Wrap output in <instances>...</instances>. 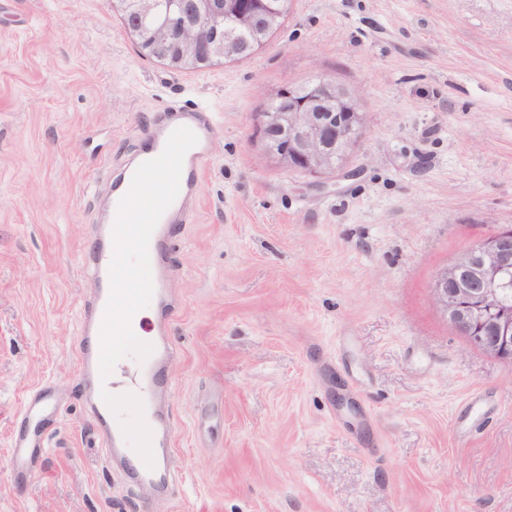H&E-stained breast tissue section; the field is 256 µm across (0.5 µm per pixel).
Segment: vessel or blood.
Instances as JSON below:
<instances>
[{"label":"vessel or blood","instance_id":"obj_1","mask_svg":"<svg viewBox=\"0 0 512 512\" xmlns=\"http://www.w3.org/2000/svg\"><path fill=\"white\" fill-rule=\"evenodd\" d=\"M187 127L195 132L198 142L184 156L179 192L154 228L149 241V261L154 286L152 303L157 310V330L152 342L154 351L145 363L126 371V391L138 394L144 403L155 404L171 387L168 374L170 363L178 350L169 337L172 321L179 311L168 293V279L173 274L169 255L175 225L187 223L196 202V187L201 169L209 158V143L217 125L207 105L185 111L171 105L162 109L146 133V143L134 161L110 175V193L105 203L96 205V221L102 226L94 247L90 250L84 269L93 291L84 302L83 322L79 341V363L85 379L95 378L101 353V329L105 308L110 296L109 269L115 252L113 226L120 199L128 192L139 164L158 157L177 128ZM109 459L129 464L134 452L124 439L116 418L99 421ZM130 482L139 491L162 493L170 491L172 483L158 470L144 464L131 466Z\"/></svg>","mask_w":512,"mask_h":512}]
</instances>
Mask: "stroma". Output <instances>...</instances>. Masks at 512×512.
Returning a JSON list of instances; mask_svg holds the SVG:
<instances>
[{
	"label": "stroma",
	"instance_id": "obj_1",
	"mask_svg": "<svg viewBox=\"0 0 512 512\" xmlns=\"http://www.w3.org/2000/svg\"><path fill=\"white\" fill-rule=\"evenodd\" d=\"M320 75L368 127L317 178L260 119ZM198 103L220 124L173 238L174 490L151 509L84 401L89 201L153 110ZM510 224L512 0H293L199 69L147 56L114 0H0V512H512V362L431 297ZM475 392L498 412L463 438Z\"/></svg>",
	"mask_w": 512,
	"mask_h": 512
}]
</instances>
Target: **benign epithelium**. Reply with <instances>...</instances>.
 I'll return each mask as SVG.
<instances>
[{
    "label": "benign epithelium",
    "instance_id": "7a95c632",
    "mask_svg": "<svg viewBox=\"0 0 512 512\" xmlns=\"http://www.w3.org/2000/svg\"><path fill=\"white\" fill-rule=\"evenodd\" d=\"M195 11L183 33L157 20L158 0H138L140 13L152 22L148 51L175 44L179 60L205 63L230 59L240 52L228 32L219 37L216 27L224 14L233 27L255 28V14L241 0H194ZM263 126L284 135L273 151L291 168L320 176L335 169L334 157L346 151L364 132L366 113L347 89L321 78L312 83L305 98L286 103L280 112L261 115ZM512 269V228L493 235L464 251L440 272L432 288L433 300L448 321L469 341L501 359L512 361V309L502 306L500 286Z\"/></svg>",
    "mask_w": 512,
    "mask_h": 512
}]
</instances>
